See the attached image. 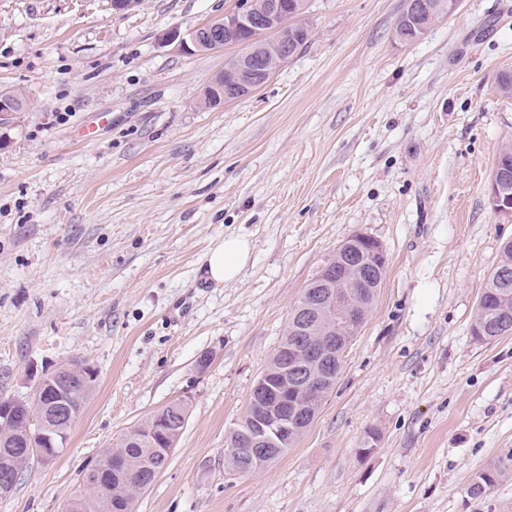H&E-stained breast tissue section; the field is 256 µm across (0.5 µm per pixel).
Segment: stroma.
<instances>
[{
  "instance_id": "35a3bbf8",
  "label": "stroma",
  "mask_w": 512,
  "mask_h": 512,
  "mask_svg": "<svg viewBox=\"0 0 512 512\" xmlns=\"http://www.w3.org/2000/svg\"><path fill=\"white\" fill-rule=\"evenodd\" d=\"M236 2L0 0V90L29 103L0 126V396L77 359L97 373L66 446L0 512H63L178 399L187 424L134 512H512V473L467 493L512 458V335L471 333L512 239L486 191L512 145V0H461L410 46L392 38L404 0H308L306 48L207 107L237 47L162 36ZM356 233L388 267L335 390L283 457L232 472L229 432L292 307ZM228 235L251 258L223 285L204 263ZM506 466H493L486 468L476 475L467 489L468 495L479 498L486 495L499 481L502 476V468Z\"/></svg>"
}]
</instances>
